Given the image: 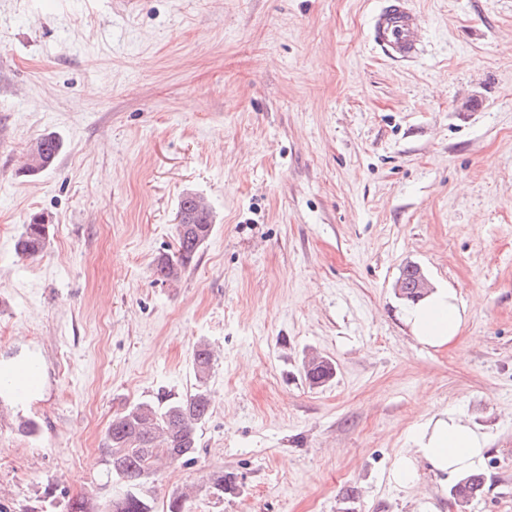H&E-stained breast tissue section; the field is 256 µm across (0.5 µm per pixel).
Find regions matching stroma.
I'll return each mask as SVG.
<instances>
[{"mask_svg": "<svg viewBox=\"0 0 512 512\" xmlns=\"http://www.w3.org/2000/svg\"><path fill=\"white\" fill-rule=\"evenodd\" d=\"M380 2L0 0V365L46 374L22 409L37 434L0 427V512L123 493L113 416L190 391L201 341L212 415L189 465L140 485L154 512L188 488L191 512H458L428 470L386 479L446 406L490 441L467 512H512V0H409V61L369 39ZM48 133L55 165L25 173ZM187 192L213 231L162 283ZM34 212L50 246L23 259ZM410 262L462 300L455 344L410 341ZM304 380L313 387L325 386L336 376V365L327 356L320 354L308 356L302 367Z\"/></svg>", "mask_w": 512, "mask_h": 512, "instance_id": "stroma-1", "label": "stroma"}]
</instances>
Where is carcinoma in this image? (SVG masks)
Returning <instances> with one entry per match:
<instances>
[{"instance_id":"1","label":"carcinoma","mask_w":512,"mask_h":512,"mask_svg":"<svg viewBox=\"0 0 512 512\" xmlns=\"http://www.w3.org/2000/svg\"><path fill=\"white\" fill-rule=\"evenodd\" d=\"M37 159L25 166L36 175L52 167L61 151V141L46 134L36 139ZM183 223L176 225L174 252L157 258L154 275L162 282H177L195 261L213 230V216L193 193L178 203ZM50 244L49 224L45 216L33 213L15 242L16 253L25 258L41 255ZM192 368L195 383L189 393L177 397H158L138 401L113 417L106 437L104 455L106 478L136 487L167 467L186 465L194 459L199 431L212 414L208 378L214 353L205 342L193 348ZM304 380L313 387L325 386L336 376L334 361L320 354L308 356L302 367ZM213 493L222 496L236 490L235 477L222 471L208 478ZM485 476L468 475L451 488L454 504L460 507L483 494ZM61 512H153L149 501L134 491L121 497L98 502L77 496L59 505Z\"/></svg>"}]
</instances>
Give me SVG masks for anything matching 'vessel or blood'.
I'll return each instance as SVG.
<instances>
[{"instance_id":"vessel-or-blood-1","label":"vessel or blood","mask_w":512,"mask_h":512,"mask_svg":"<svg viewBox=\"0 0 512 512\" xmlns=\"http://www.w3.org/2000/svg\"><path fill=\"white\" fill-rule=\"evenodd\" d=\"M369 33L371 40L389 55L408 59L416 56L421 44V20L406 0H386L373 14ZM42 384V369L36 362L21 375L8 369L0 371V385L9 388L20 399L39 390Z\"/></svg>"}]
</instances>
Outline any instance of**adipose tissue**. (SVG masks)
<instances>
[{
  "label": "adipose tissue",
  "instance_id": "obj_1",
  "mask_svg": "<svg viewBox=\"0 0 512 512\" xmlns=\"http://www.w3.org/2000/svg\"><path fill=\"white\" fill-rule=\"evenodd\" d=\"M465 307L451 288H436L421 300L406 304L401 315L412 339L425 348L441 349L456 341ZM411 448L392 462L387 479L398 488L414 485L421 468L438 478L482 470L488 438L454 407L435 410L411 432Z\"/></svg>",
  "mask_w": 512,
  "mask_h": 512
}]
</instances>
